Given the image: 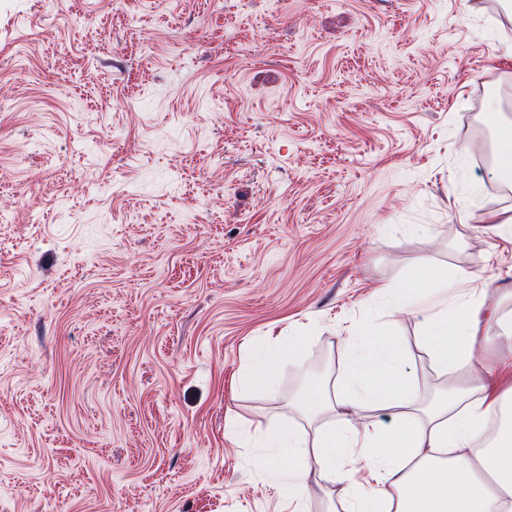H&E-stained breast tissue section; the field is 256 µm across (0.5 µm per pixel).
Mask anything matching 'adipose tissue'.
<instances>
[{
	"label": "adipose tissue",
	"mask_w": 512,
	"mask_h": 512,
	"mask_svg": "<svg viewBox=\"0 0 512 512\" xmlns=\"http://www.w3.org/2000/svg\"><path fill=\"white\" fill-rule=\"evenodd\" d=\"M450 268L417 266L401 277L393 299L423 317V345L447 387L422 396L407 375L400 336L370 324L355 326L346 341L338 387L312 385L301 405L312 431L267 424L263 447L285 451L288 468L277 482L299 500L311 479L339 485L344 512H512V363L499 368L509 387L475 372L484 343L512 345V291L489 302V282ZM299 336L252 355L240 372L243 389L270 390L269 374L297 365ZM368 409L379 420L360 427ZM363 461L372 486L354 481L343 466L348 454Z\"/></svg>",
	"instance_id": "obj_1"
}]
</instances>
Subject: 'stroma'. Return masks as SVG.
Returning a JSON list of instances; mask_svg holds the SVG:
<instances>
[{"label": "stroma", "mask_w": 512, "mask_h": 512, "mask_svg": "<svg viewBox=\"0 0 512 512\" xmlns=\"http://www.w3.org/2000/svg\"><path fill=\"white\" fill-rule=\"evenodd\" d=\"M512 0H0V512H291L257 423L380 285L512 289ZM306 336L272 391L234 380ZM509 129L497 137L494 170L498 177L504 179V183L511 188L512 178V129Z\"/></svg>", "instance_id": "obj_1"}]
</instances>
